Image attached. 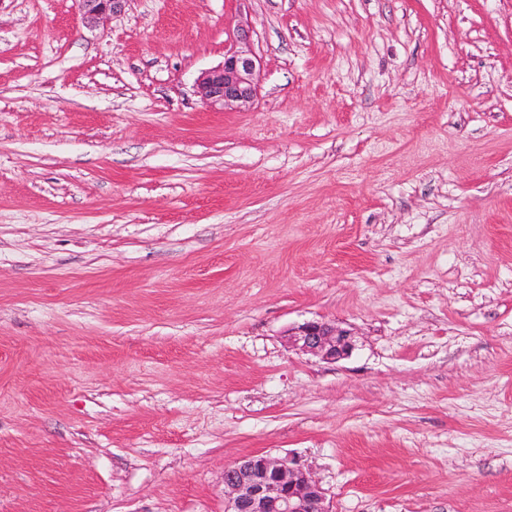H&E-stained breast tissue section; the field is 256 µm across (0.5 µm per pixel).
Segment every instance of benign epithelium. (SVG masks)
Here are the masks:
<instances>
[{"instance_id": "obj_1", "label": "benign epithelium", "mask_w": 512, "mask_h": 512, "mask_svg": "<svg viewBox=\"0 0 512 512\" xmlns=\"http://www.w3.org/2000/svg\"><path fill=\"white\" fill-rule=\"evenodd\" d=\"M85 22L103 25L122 11L127 0H75ZM248 31L240 28L224 48V61L203 71L196 81L201 103L213 110L246 107L258 91L259 60L247 47ZM297 349L336 361L354 349V335L319 321L305 322L288 334ZM224 512H331L326 494L311 472L296 461L266 454L241 458L224 471Z\"/></svg>"}]
</instances>
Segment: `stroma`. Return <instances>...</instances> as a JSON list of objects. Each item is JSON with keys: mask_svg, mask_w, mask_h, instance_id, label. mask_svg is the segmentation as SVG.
Segmentation results:
<instances>
[{"mask_svg": "<svg viewBox=\"0 0 512 512\" xmlns=\"http://www.w3.org/2000/svg\"><path fill=\"white\" fill-rule=\"evenodd\" d=\"M253 453L512 512V0H0V512H224ZM128 0H75L85 22L103 25L120 13ZM248 41V31L238 29L229 47L224 48V61L197 78L196 94L206 108H243L257 97L259 60L248 48ZM288 334V343L302 352L323 360L336 361L348 356L354 349V335L340 328L319 321L305 322Z\"/></svg>", "mask_w": 512, "mask_h": 512, "instance_id": "1", "label": "stroma"}]
</instances>
